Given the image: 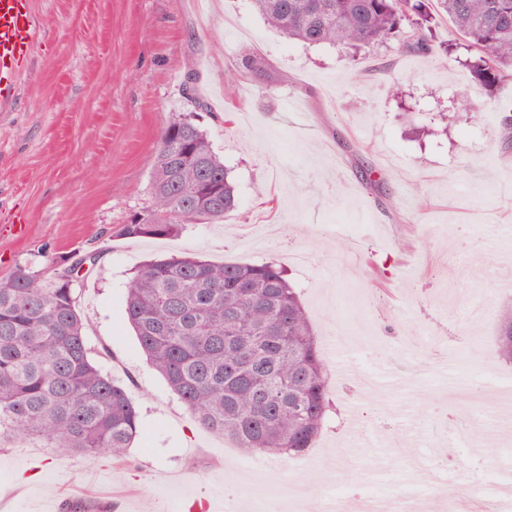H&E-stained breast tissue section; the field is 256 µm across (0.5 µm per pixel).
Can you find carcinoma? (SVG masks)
I'll use <instances>...</instances> for the list:
<instances>
[{"label": "carcinoma", "instance_id": "carcinoma-1", "mask_svg": "<svg viewBox=\"0 0 512 512\" xmlns=\"http://www.w3.org/2000/svg\"><path fill=\"white\" fill-rule=\"evenodd\" d=\"M286 39L357 51L396 44L426 56L448 52L430 6L445 14L472 53L488 90L512 78V0H251ZM262 53L226 83L266 81ZM500 152L512 154V119L500 121ZM151 205L117 234L176 238L190 224L237 209L235 186L193 113L162 129L150 177ZM99 255L74 256L46 278L18 265L0 277V442L38 440L59 456L116 461L138 434L125 386L91 357L74 298L76 274ZM125 315L142 352L196 423L250 453L309 450L332 408V374L298 288L273 258L214 262L193 254L144 263L127 285ZM494 355L512 362V304L497 314Z\"/></svg>", "mask_w": 512, "mask_h": 512}]
</instances>
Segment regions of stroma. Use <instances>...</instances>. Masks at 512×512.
Listing matches in <instances>:
<instances>
[{
    "mask_svg": "<svg viewBox=\"0 0 512 512\" xmlns=\"http://www.w3.org/2000/svg\"><path fill=\"white\" fill-rule=\"evenodd\" d=\"M37 39L12 111L0 112V276L97 253L75 284L99 368L126 387L140 420L123 461L55 456L36 441L0 447V512H71L66 497L111 498L115 512H342L362 490L436 498L467 512L494 469L487 434L512 449V363L491 360L495 311L512 301V155L495 133L512 79L487 93L451 59L368 48L355 80L343 49L284 40L250 0H29ZM259 52L270 86L224 82ZM401 97L387 90L391 79ZM303 103L290 112L285 93ZM462 93L479 117L448 111ZM234 121L225 124L226 106ZM195 112L237 188L224 221L172 240L123 239L150 202L162 128ZM379 171L366 188L357 162ZM390 196L395 210L384 209ZM293 233H286V225ZM346 242L348 251L338 249ZM196 252L272 257L299 287L333 370L334 405L304 468L246 453L202 428L148 364L124 314L143 261ZM376 255L384 275L363 256ZM485 302L487 314L465 318ZM481 422L449 435L459 409ZM359 420L374 446L352 442Z\"/></svg>",
    "mask_w": 512,
    "mask_h": 512,
    "instance_id": "obj_1",
    "label": "stroma"
}]
</instances>
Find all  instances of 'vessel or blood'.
<instances>
[{"label":"vessel or blood","instance_id":"b4317fda","mask_svg":"<svg viewBox=\"0 0 512 512\" xmlns=\"http://www.w3.org/2000/svg\"><path fill=\"white\" fill-rule=\"evenodd\" d=\"M36 29L28 0H0V109L18 97V75L28 63Z\"/></svg>","mask_w":512,"mask_h":512}]
</instances>
